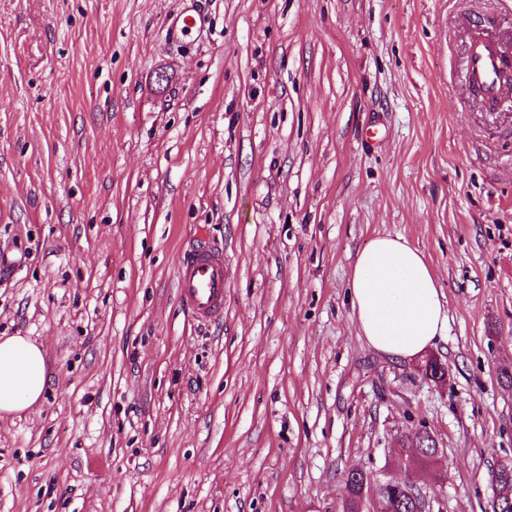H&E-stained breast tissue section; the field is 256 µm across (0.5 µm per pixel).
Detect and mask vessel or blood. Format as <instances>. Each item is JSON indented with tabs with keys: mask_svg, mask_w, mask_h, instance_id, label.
<instances>
[{
	"mask_svg": "<svg viewBox=\"0 0 512 512\" xmlns=\"http://www.w3.org/2000/svg\"><path fill=\"white\" fill-rule=\"evenodd\" d=\"M505 56L493 41L477 38L471 43L465 68L469 85L488 101L503 92ZM224 253L200 240L185 244L178 260L176 287L179 298L198 319L218 320L224 312Z\"/></svg>",
	"mask_w": 512,
	"mask_h": 512,
	"instance_id": "b4317fda",
	"label": "vessel or blood"
}]
</instances>
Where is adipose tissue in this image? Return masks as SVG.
<instances>
[{
    "mask_svg": "<svg viewBox=\"0 0 512 512\" xmlns=\"http://www.w3.org/2000/svg\"><path fill=\"white\" fill-rule=\"evenodd\" d=\"M350 298L360 336L387 356L417 357L448 334L439 279L403 237H377L358 254ZM48 379L39 345L26 336L0 339V415L17 414L39 402Z\"/></svg>",
    "mask_w": 512,
    "mask_h": 512,
    "instance_id": "obj_1",
    "label": "adipose tissue"
}]
</instances>
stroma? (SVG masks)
<instances>
[{
	"mask_svg": "<svg viewBox=\"0 0 512 512\" xmlns=\"http://www.w3.org/2000/svg\"><path fill=\"white\" fill-rule=\"evenodd\" d=\"M204 15L183 40V9ZM512 0H0V336L41 401L0 416V512H342L350 470L490 512L512 458V114L464 80ZM421 251L431 355L360 336L357 255ZM223 245L224 316L181 305ZM439 453L409 470L398 441ZM224 253L200 240L189 241L178 260L179 298L198 319L216 321L224 312Z\"/></svg>",
	"mask_w": 512,
	"mask_h": 512,
	"instance_id": "stroma-1",
	"label": "stroma"
}]
</instances>
